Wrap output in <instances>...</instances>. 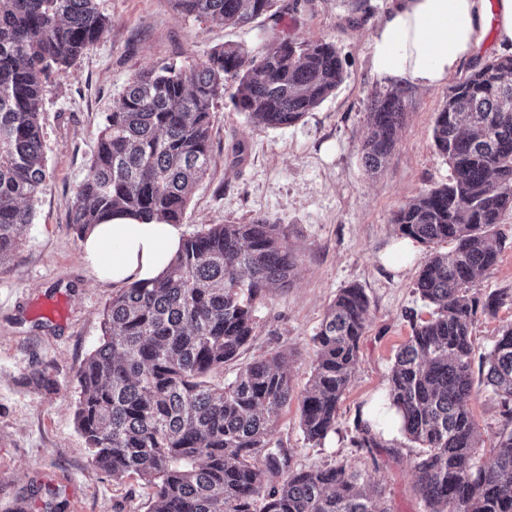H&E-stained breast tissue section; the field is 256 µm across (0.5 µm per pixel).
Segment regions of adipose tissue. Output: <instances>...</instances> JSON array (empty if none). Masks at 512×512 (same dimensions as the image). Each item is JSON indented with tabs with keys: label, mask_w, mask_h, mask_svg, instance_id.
<instances>
[{
	"label": "adipose tissue",
	"mask_w": 512,
	"mask_h": 512,
	"mask_svg": "<svg viewBox=\"0 0 512 512\" xmlns=\"http://www.w3.org/2000/svg\"><path fill=\"white\" fill-rule=\"evenodd\" d=\"M490 32L498 51L512 53V0H391L371 37V69L395 85L438 88L479 55ZM182 240L181 225L117 215L80 245L98 278L131 284L158 277Z\"/></svg>",
	"instance_id": "adipose-tissue-1"
}]
</instances>
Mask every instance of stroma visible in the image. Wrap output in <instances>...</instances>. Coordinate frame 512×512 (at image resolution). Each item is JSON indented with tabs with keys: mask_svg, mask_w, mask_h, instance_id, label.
<instances>
[{
	"mask_svg": "<svg viewBox=\"0 0 512 512\" xmlns=\"http://www.w3.org/2000/svg\"><path fill=\"white\" fill-rule=\"evenodd\" d=\"M109 25L87 55L51 75L41 124L47 187L35 204L17 256L0 266V512H148L154 488L118 481L89 462L75 419L78 374L100 344L103 310L118 285L98 280L70 229L69 206L84 179L103 119L137 74L174 65L188 70L212 49L233 45L258 53L283 39L333 42L344 80L335 93L293 125L270 128L234 111L229 99L211 112L213 162L186 210L184 236L211 224L281 225L297 256L291 287L256 303L253 338L239 362L226 364L221 381L239 363L274 351L290 356L292 399L273 427V445L287 449L296 469L342 466L382 490L391 512H425L416 487L420 454L400 429L381 421L378 447L354 444L359 420L379 407L395 355L411 325L430 319L415 281L430 250L415 244L402 266L387 256L400 235L394 214L424 190L446 183L451 169L433 144L444 88L409 90L406 119L394 151L378 175L368 174L362 142L374 91L370 37L388 0H277L272 14L232 26L195 18L172 0H98ZM497 232L496 268L477 277L482 295L512 292V210ZM357 285L369 302L354 378L321 443L300 427L301 400L316 360L312 338L339 289ZM64 300L58 319L45 307ZM48 372L55 387L31 384ZM479 441L477 461L490 463L505 425L499 399L475 384L469 403Z\"/></svg>",
	"mask_w": 512,
	"mask_h": 512,
	"instance_id": "35a3bbf8",
	"label": "stroma"
}]
</instances>
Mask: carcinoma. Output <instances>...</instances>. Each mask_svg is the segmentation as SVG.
<instances>
[{
  "instance_id": "1",
  "label": "carcinoma",
  "mask_w": 512,
  "mask_h": 512,
  "mask_svg": "<svg viewBox=\"0 0 512 512\" xmlns=\"http://www.w3.org/2000/svg\"><path fill=\"white\" fill-rule=\"evenodd\" d=\"M182 12L240 24L276 0H173ZM108 25L97 0H0V266L20 248L45 189L41 104L50 76L87 54ZM234 90L227 92L226 81ZM344 79L331 42L283 40L258 55L213 50L189 71H144L105 115L70 207L81 238L116 211L182 223L212 163L210 115L232 107L271 128L290 126ZM406 90L374 95L365 167L379 171L404 118ZM448 183L419 193L393 224L432 252L416 287L435 306L395 355L386 398L423 448L414 470L426 512H512V325L477 355L470 325L496 315L507 292L479 296L475 279L501 251L495 227L512 210V57L477 66L448 87L433 128ZM297 257L277 224H216L184 239L159 279L132 283L103 312L102 343L79 371L78 427L92 464L115 480L154 487L149 512H388L382 491L343 467L291 468L271 447L291 379L279 352L243 364L227 384L210 378L237 360L254 331V302L289 287ZM362 288H342L313 336L316 364L301 401L305 438L323 439L350 384L369 313ZM499 397L506 427L489 465L476 461L469 411L474 370ZM356 445L378 448L368 423Z\"/></svg>"
}]
</instances>
